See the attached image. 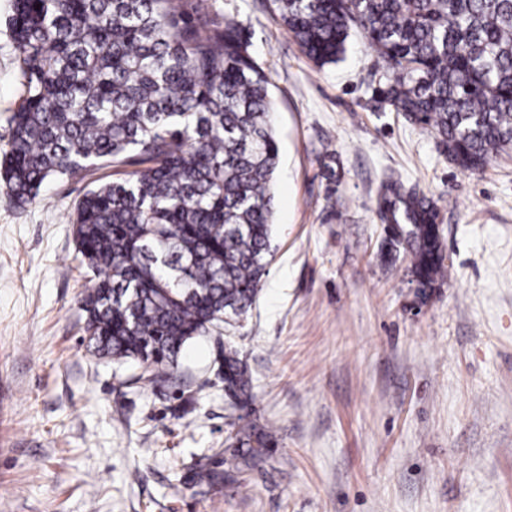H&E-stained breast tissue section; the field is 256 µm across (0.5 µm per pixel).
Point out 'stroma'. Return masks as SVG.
Here are the masks:
<instances>
[{
	"instance_id": "obj_1",
	"label": "stroma",
	"mask_w": 512,
	"mask_h": 512,
	"mask_svg": "<svg viewBox=\"0 0 512 512\" xmlns=\"http://www.w3.org/2000/svg\"><path fill=\"white\" fill-rule=\"evenodd\" d=\"M269 73L280 163L272 261L238 325L198 339L172 379L95 358L73 267L72 217L90 180L0 190V512H512V147L477 172L378 92L352 32L316 66L269 0H209ZM12 0H0V152L23 96ZM439 210L447 281L420 301L409 260H380L389 181ZM234 342L268 463L224 470L232 410L215 361Z\"/></svg>"
}]
</instances>
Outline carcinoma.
<instances>
[{
	"label": "carcinoma",
	"mask_w": 512,
	"mask_h": 512,
	"mask_svg": "<svg viewBox=\"0 0 512 512\" xmlns=\"http://www.w3.org/2000/svg\"><path fill=\"white\" fill-rule=\"evenodd\" d=\"M322 67L360 31L394 110L430 132L463 172L512 144V0H271ZM24 78L0 163L18 205L50 180L110 168L75 205L82 299L98 358L134 361L153 382L192 340L255 304L271 256L279 158L270 76L234 17L209 0H14ZM382 249L409 256L424 301L448 277L434 201L390 185ZM224 392L247 408L252 377L218 346ZM224 454L264 460L271 435L243 416Z\"/></svg>",
	"instance_id": "cac0c4a2"
}]
</instances>
